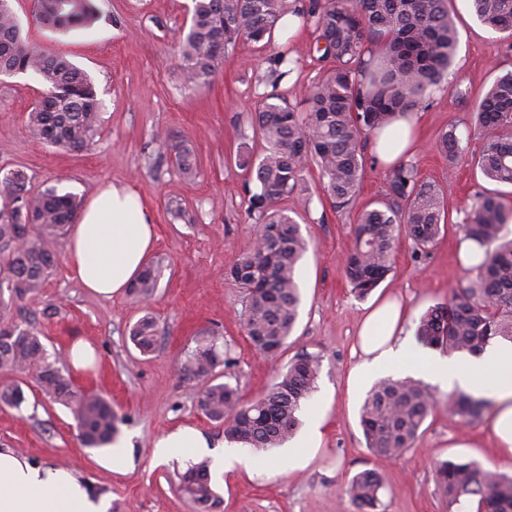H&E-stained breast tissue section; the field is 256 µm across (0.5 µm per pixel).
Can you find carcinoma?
I'll return each instance as SVG.
<instances>
[{"label": "carcinoma", "mask_w": 512, "mask_h": 512, "mask_svg": "<svg viewBox=\"0 0 512 512\" xmlns=\"http://www.w3.org/2000/svg\"><path fill=\"white\" fill-rule=\"evenodd\" d=\"M476 19L512 37V0H470ZM302 18L317 33L319 60L330 70L305 91V111L281 98L263 100L254 111V130L265 142L255 157L243 150L238 166L256 182L248 212L256 218V245L230 269L245 293L243 325L256 350L274 359L288 344L299 317L300 262L310 241L283 203L297 193L303 162L312 160L322 176L323 192L340 208L357 195L365 172L364 147L374 132L398 114H413L449 74L458 33L448 0H193L189 29L178 38L177 55L187 80L210 86L228 47L241 39L260 43L288 15ZM38 21L67 32L88 27L100 16L95 0H35ZM40 76L41 99L29 112L27 128L37 140L69 151L90 146L99 134L101 100L86 71L62 56L37 51L24 36L11 0H0V67ZM474 129L485 143L474 166L497 185H512V71L498 77L473 113ZM158 149L173 151L180 174L196 176L190 148L167 133L156 137ZM439 148L454 161L464 151L452 128ZM82 203L51 187L34 192L30 178L13 170L0 180V372H29L50 399L73 405L77 437L86 448H103L116 437V413L97 394L79 392L59 360L45 353L41 331L16 323L12 308L37 295L59 262L54 240L75 223ZM445 190L417 178L411 161L389 169L384 198L363 208L354 225V242L344 277L360 298L370 295L393 267L401 238L411 241L417 257L428 251L447 226ZM497 191L478 189L459 225L463 238L485 249L470 268L474 276L450 289L448 301L431 308L415 332L417 343L448 354L479 356L497 340L512 342V238ZM157 288V268L146 265L129 288L147 301ZM153 317L140 319L130 340L142 353L157 345ZM220 355L215 341L188 355L182 372L187 381H206L199 410L224 424V438L254 450L278 448L291 439L298 412L317 390L318 356L302 351L289 360L276 382L260 398L243 403L238 390L215 382ZM26 401L16 383L0 388V403L16 409ZM436 405L434 396L410 377L378 380L360 410V426L377 454L404 456ZM487 399L465 392L448 395V414L464 422L479 420ZM436 488L448 512L469 505L474 512H512V474L475 460H446L434 467ZM180 491L201 512L219 505L207 462L181 475ZM381 476L372 470L348 483L351 502L363 512L380 504Z\"/></svg>", "instance_id": "obj_1"}]
</instances>
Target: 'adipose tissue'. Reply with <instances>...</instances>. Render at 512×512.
I'll return each mask as SVG.
<instances>
[{
	"label": "adipose tissue",
	"instance_id": "adipose-tissue-1",
	"mask_svg": "<svg viewBox=\"0 0 512 512\" xmlns=\"http://www.w3.org/2000/svg\"><path fill=\"white\" fill-rule=\"evenodd\" d=\"M154 245L149 212L129 186L96 189L70 228L66 261L84 288L103 298L125 291L146 264ZM404 314L398 302L373 308L359 328V378L426 371L446 390L474 392L493 402L490 428L496 445L512 456V343L496 341L478 358L448 357L410 349L402 339ZM208 440L183 428L157 440L154 455L172 453L188 461L207 455ZM110 501L77 473L51 467L0 448V512H109Z\"/></svg>",
	"mask_w": 512,
	"mask_h": 512
}]
</instances>
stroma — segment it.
<instances>
[{"instance_id":"1","label":"stroma","mask_w":512,"mask_h":512,"mask_svg":"<svg viewBox=\"0 0 512 512\" xmlns=\"http://www.w3.org/2000/svg\"><path fill=\"white\" fill-rule=\"evenodd\" d=\"M101 17L66 33L38 22L34 0H12L23 33L37 48L66 56L93 79L102 101L101 129L94 145L74 152L36 141L26 118L43 88L34 73L0 75V176L21 169L33 190L49 187L88 199L103 182L130 185L145 201L155 229L149 256L159 267L157 290L144 303L124 293L109 299L82 288L67 263H60L41 292L19 302L14 321L42 331L48 354L67 356L73 343L89 342L96 361L72 371L75 386L108 400L116 412L118 436L128 443L129 469L103 467L100 448L79 444L70 408L46 398L28 373H1V384H20L21 408L0 404V448L83 475L112 503L111 512H196L178 490L188 467L179 456L160 460L155 442L183 427L223 443L222 424L207 419L198 404L204 384L180 380L179 369L198 341L217 338L222 362L218 381L237 386L242 400L261 397L294 355L306 351L321 359L318 388L309 401L322 415L319 447L306 449L300 464L288 450L250 452L248 465L212 473L222 503L214 512H357L346 488L365 470L381 474L385 488L379 512H448L436 491L434 466L457 457L489 468L512 470V458L498 454L488 419L469 424L448 413V395L434 390L436 407L413 447L388 459L366 446L359 409L370 390L356 378V333L366 312L395 294L407 309L403 335L414 341L421 316L444 302L450 288L470 273L459 257L458 228L481 178L473 166L483 140L474 132L478 99L498 75L512 71V38L481 24L466 0H448L458 29V50L449 83L415 112L418 142L411 161L420 181L447 192L450 226L431 255L417 261L409 240H401L391 274L368 298H357L343 273L358 212L383 197L388 165L374 142H367L365 177L356 198L333 207L322 191L313 162H305L301 194L307 206L296 219L311 247L301 262L302 303L283 354L270 359L252 346L243 327L244 299L227 271L248 251L256 223L247 214L246 171L235 164L241 149L254 156L265 150L251 125V113L267 96L299 104L306 86L327 70L314 50L313 26L296 34L276 29L270 44L241 41L229 47L207 89L192 86L181 70L175 42L189 20L192 0H98ZM289 46L298 64L277 77L274 56ZM455 129L466 154L449 162L438 147L440 134ZM166 131L194 151L198 174L180 175L171 154H159L152 135ZM158 323L159 340L144 355L129 338L143 316Z\"/></svg>"}]
</instances>
